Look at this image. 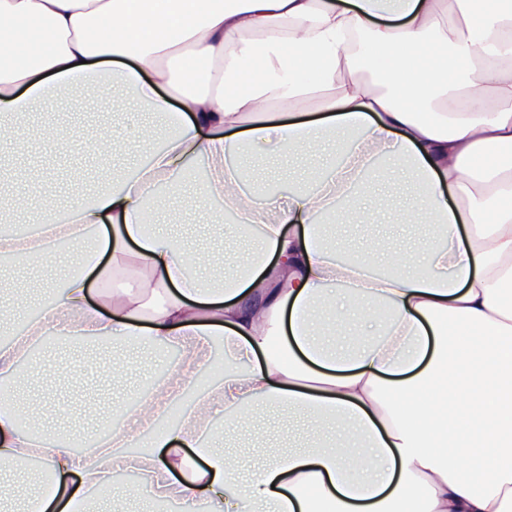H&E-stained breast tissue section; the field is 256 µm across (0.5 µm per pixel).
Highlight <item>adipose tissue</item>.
<instances>
[{
  "label": "adipose tissue",
  "mask_w": 512,
  "mask_h": 512,
  "mask_svg": "<svg viewBox=\"0 0 512 512\" xmlns=\"http://www.w3.org/2000/svg\"><path fill=\"white\" fill-rule=\"evenodd\" d=\"M455 2L465 26L444 32L441 0H0L1 113L115 79L157 115L177 99L182 116L161 140L142 128L133 172L64 210L45 200L25 234L0 235V256L22 265L49 263L63 240L86 250L0 342L1 382L47 336L181 352L84 452L21 429L43 400L0 390V471L33 458L47 478L27 512H87L118 473L163 512H512V0ZM286 101L312 109L278 111ZM328 134L346 142L339 159L284 200L229 162ZM27 140L71 148L57 129L0 124L1 154ZM191 161L255 238L220 288L195 273L205 256L144 218L176 202ZM385 161L424 182L408 215L437 224L438 242L336 258L318 218H364ZM130 259L147 270L137 291L95 305L93 282ZM258 404L330 417L342 437L244 477L210 441Z\"/></svg>",
  "instance_id": "adipose-tissue-1"
}]
</instances>
